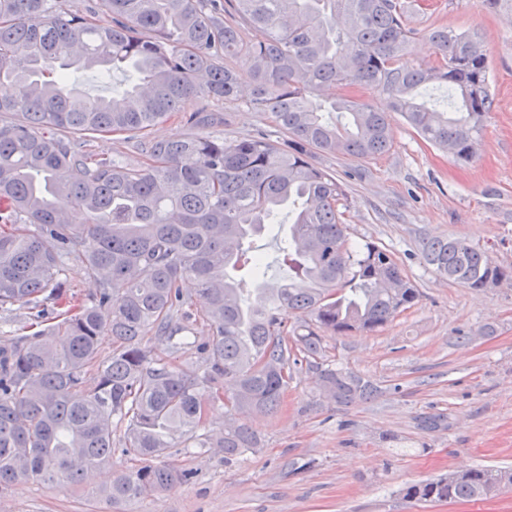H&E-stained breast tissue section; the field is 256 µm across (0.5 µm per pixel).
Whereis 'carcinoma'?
<instances>
[{"mask_svg": "<svg viewBox=\"0 0 512 512\" xmlns=\"http://www.w3.org/2000/svg\"><path fill=\"white\" fill-rule=\"evenodd\" d=\"M0 0V309L36 310V330L0 338V489L20 479L74 486L112 460L134 465L103 491L112 504L164 493L191 478L156 463L171 448H222L228 463L260 448L238 421L206 432L208 406L237 388L231 409L271 414L288 381L281 369L314 358L323 333L374 331L413 306L419 290L388 250L355 244L344 224L347 196L315 155L372 158L392 148L388 112L357 95L388 98L429 144L470 160L493 100L477 31L432 28L430 60L405 61L416 35L400 0ZM120 72L121 87L91 97L67 70ZM447 87L448 105L427 90ZM244 101L273 114L287 135L234 140L197 130L224 122L212 102ZM173 112L192 132L148 139ZM137 140L132 168L88 150L105 133ZM288 208L281 247L293 272L270 283L246 242ZM86 216L72 223V214ZM425 262L470 288L512 283L462 239H435ZM80 267L88 301L69 293ZM248 267L254 292L229 270ZM208 299L194 312L182 281ZM283 308L309 320L291 329ZM203 320L207 338L191 339ZM112 334L103 356L98 336ZM185 350L177 365L148 334ZM338 403L373 395L343 369H325ZM512 469L475 466L406 485L409 502L492 498Z\"/></svg>", "mask_w": 512, "mask_h": 512, "instance_id": "cac0c4a2", "label": "carcinoma"}]
</instances>
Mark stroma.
<instances>
[{"mask_svg":"<svg viewBox=\"0 0 512 512\" xmlns=\"http://www.w3.org/2000/svg\"><path fill=\"white\" fill-rule=\"evenodd\" d=\"M405 2L418 32L411 60L427 58L428 29L482 35L494 102L478 150L458 161L395 113L388 153L318 162L346 190L351 240L393 253L419 302L377 331L325 334L322 356L292 367L276 412H237L261 437L258 452L228 464L220 451L170 449L164 464L192 470V481L117 510L80 487L20 480L0 489V512H512V489L443 505L400 495L406 484L455 470L512 468V285L469 288L423 258L430 241L460 238L512 265V17L483 11L478 0ZM220 111L223 123L206 135L283 137L271 113L243 102ZM287 234L277 224L249 242L274 282L290 274L278 249ZM328 365L360 375L376 396L336 403L320 384Z\"/></svg>","mask_w":512,"mask_h":512,"instance_id":"stroma-1","label":"stroma"}]
</instances>
